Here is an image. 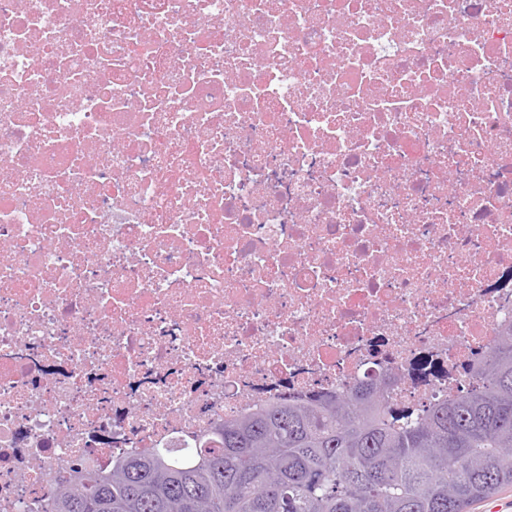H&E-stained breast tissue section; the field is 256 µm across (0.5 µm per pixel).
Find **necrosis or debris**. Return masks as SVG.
Segmentation results:
<instances>
[{"mask_svg":"<svg viewBox=\"0 0 512 512\" xmlns=\"http://www.w3.org/2000/svg\"><path fill=\"white\" fill-rule=\"evenodd\" d=\"M511 322L512 0H0V512Z\"/></svg>","mask_w":512,"mask_h":512,"instance_id":"4bbe7bcc","label":"necrosis or debris"}]
</instances>
